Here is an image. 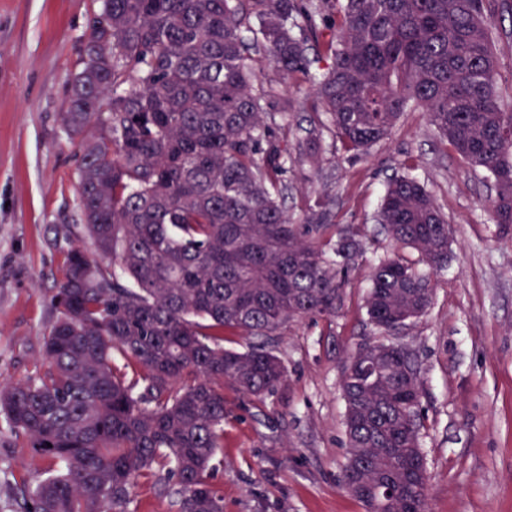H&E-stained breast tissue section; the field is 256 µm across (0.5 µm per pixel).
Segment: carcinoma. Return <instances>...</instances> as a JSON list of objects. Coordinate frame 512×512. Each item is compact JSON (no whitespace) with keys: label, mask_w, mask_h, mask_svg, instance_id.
I'll return each mask as SVG.
<instances>
[{"label":"carcinoma","mask_w":512,"mask_h":512,"mask_svg":"<svg viewBox=\"0 0 512 512\" xmlns=\"http://www.w3.org/2000/svg\"><path fill=\"white\" fill-rule=\"evenodd\" d=\"M499 0H102L71 76L67 133L88 137L79 167L84 229L118 276L81 247L52 296L56 321L36 379L0 386V417L52 458L22 512H129L149 483L174 512H224L211 482L224 447V383L262 400L288 372L267 341L291 321L336 318L365 252L325 208L288 217L284 175L318 170L322 137L367 152L415 106L473 170L495 223L512 227V106L497 93ZM330 64L320 70L322 60ZM313 86L306 125L258 89ZM294 135L288 143V135ZM419 263L381 258L365 298L392 333L426 314L448 267V220L414 176L389 179L376 215ZM256 339L225 348L224 331ZM382 373L341 377L350 481L428 512L420 370L404 345L375 342Z\"/></svg>","instance_id":"carcinoma-1"}]
</instances>
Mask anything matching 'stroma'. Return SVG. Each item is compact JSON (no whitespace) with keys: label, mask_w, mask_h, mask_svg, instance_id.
<instances>
[{"label":"stroma","mask_w":512,"mask_h":512,"mask_svg":"<svg viewBox=\"0 0 512 512\" xmlns=\"http://www.w3.org/2000/svg\"><path fill=\"white\" fill-rule=\"evenodd\" d=\"M101 3L0 0V381L45 372L51 297L68 251L84 239L77 186L85 140L67 134L64 117L67 77L83 66ZM495 23L497 91L512 104V12ZM323 159L320 171L288 172V214L299 222L327 201L332 223L364 233L368 249L334 320L309 317L274 334L270 347L288 368L284 389L260 401L225 386L214 478L224 512H364L342 485L340 378L347 354L378 337L364 307L372 264L396 252L418 257L375 221L387 181L406 170L427 185L451 229L430 308L391 337L421 368L429 512H512V234L494 223L488 181L418 108L359 157L325 133ZM54 468L0 421V512H16L22 483Z\"/></svg>","instance_id":"1"}]
</instances>
